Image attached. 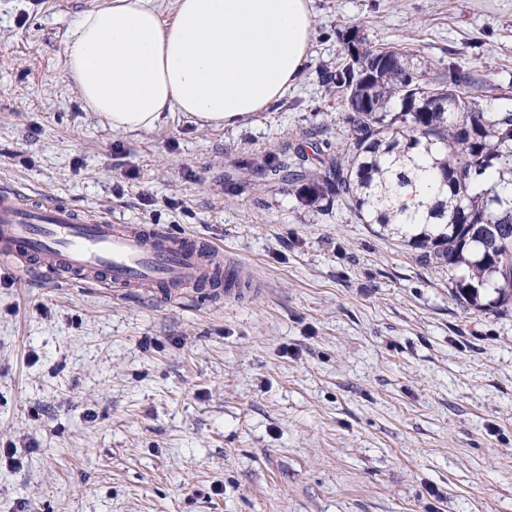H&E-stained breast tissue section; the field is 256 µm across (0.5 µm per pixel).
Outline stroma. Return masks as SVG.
<instances>
[{
    "instance_id": "1",
    "label": "stroma",
    "mask_w": 512,
    "mask_h": 512,
    "mask_svg": "<svg viewBox=\"0 0 512 512\" xmlns=\"http://www.w3.org/2000/svg\"><path fill=\"white\" fill-rule=\"evenodd\" d=\"M105 0H0V185L213 241L247 292L69 286L0 262V512H512V313L294 187L285 145H342L339 34L512 79V0H314L300 78L231 128L116 133L64 73Z\"/></svg>"
}]
</instances>
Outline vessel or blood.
<instances>
[{"mask_svg":"<svg viewBox=\"0 0 512 512\" xmlns=\"http://www.w3.org/2000/svg\"><path fill=\"white\" fill-rule=\"evenodd\" d=\"M214 244L196 234L116 224L107 213L83 216L60 204L23 199L0 187V258L35 265L52 256L62 278L104 288H178L216 276Z\"/></svg>","mask_w":512,"mask_h":512,"instance_id":"1","label":"vessel or blood"}]
</instances>
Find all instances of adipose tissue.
Returning a JSON list of instances; mask_svg holds the SVG:
<instances>
[{
  "label": "adipose tissue",
  "instance_id": "1",
  "mask_svg": "<svg viewBox=\"0 0 512 512\" xmlns=\"http://www.w3.org/2000/svg\"><path fill=\"white\" fill-rule=\"evenodd\" d=\"M312 0H111L82 14L65 74L112 130L150 131L174 113L233 127L276 104L301 76L315 32Z\"/></svg>",
  "mask_w": 512,
  "mask_h": 512
}]
</instances>
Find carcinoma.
<instances>
[{"label": "carcinoma", "mask_w": 512, "mask_h": 512, "mask_svg": "<svg viewBox=\"0 0 512 512\" xmlns=\"http://www.w3.org/2000/svg\"><path fill=\"white\" fill-rule=\"evenodd\" d=\"M324 73L345 100L346 142L297 150L253 170L296 186L301 202L327 198L460 270L452 294L497 314L512 311V97L485 101L484 84L453 58L437 70L414 51L377 47L360 30ZM496 297L483 302L486 291Z\"/></svg>", "instance_id": "carcinoma-1"}]
</instances>
